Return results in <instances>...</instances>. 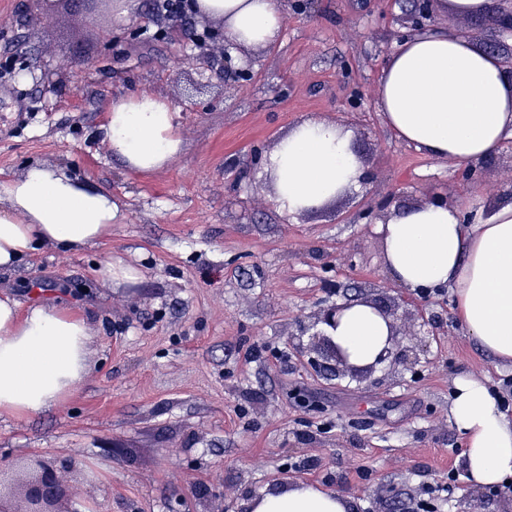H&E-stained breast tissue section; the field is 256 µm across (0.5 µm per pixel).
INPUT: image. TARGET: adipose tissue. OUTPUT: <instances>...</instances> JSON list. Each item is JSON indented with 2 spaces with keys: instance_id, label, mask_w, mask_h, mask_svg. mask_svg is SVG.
<instances>
[{
  "instance_id": "1",
  "label": "adipose tissue",
  "mask_w": 512,
  "mask_h": 512,
  "mask_svg": "<svg viewBox=\"0 0 512 512\" xmlns=\"http://www.w3.org/2000/svg\"><path fill=\"white\" fill-rule=\"evenodd\" d=\"M224 22L231 50L264 49L281 37L283 0H195ZM379 110L400 140L458 165L478 163L512 138V77L502 58L467 36L434 30L405 38L380 77ZM179 111L142 90L113 99L102 127L109 151L139 173L164 167L183 146ZM278 210L296 216L358 188L366 169L351 131L308 119L263 161ZM123 214L111 192L40 164L0 184V269L51 247L96 244ZM378 230L391 279L411 292L450 289L465 330L496 361L512 364V203L465 223L462 206L421 204L393 212ZM391 330L373 305L356 302L333 332L352 364L375 363ZM85 318L41 303L19 312L0 299V413L31 416L63 404L88 369ZM448 421L463 438V468L477 487L512 480V417L479 377H456ZM250 512H348L342 493L307 484L250 500Z\"/></svg>"
}]
</instances>
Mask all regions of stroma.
I'll use <instances>...</instances> for the list:
<instances>
[{"mask_svg": "<svg viewBox=\"0 0 512 512\" xmlns=\"http://www.w3.org/2000/svg\"><path fill=\"white\" fill-rule=\"evenodd\" d=\"M155 0L89 12L59 0L27 24L30 0H0V184L38 163L111 192L123 219L76 254L45 248L0 270V298L27 311L34 288L81 313L90 369L59 408L0 415V462L76 461L70 512H236L293 481L348 494L351 512H512L508 488L476 490L448 422L452 380H512L470 338L450 292L435 296L436 333L419 376L380 364L353 380L317 373L299 324L338 294L399 297L368 203L393 209L446 191L454 203L512 202V139L481 174L396 138L377 108L383 63L412 35L417 0H315L289 11L279 42L256 50L247 80L225 92L220 55L195 64L184 20ZM426 29L467 33L512 58V35L489 17L436 13ZM207 84L191 94L192 83ZM151 89L181 112L183 149L150 174L112 157L100 128L113 100ZM344 115L371 178L319 209L288 216L272 201L260 156L306 119ZM256 153L252 164L241 158ZM135 268L107 285L106 262Z\"/></svg>", "mask_w": 512, "mask_h": 512, "instance_id": "obj_1", "label": "stroma"}]
</instances>
